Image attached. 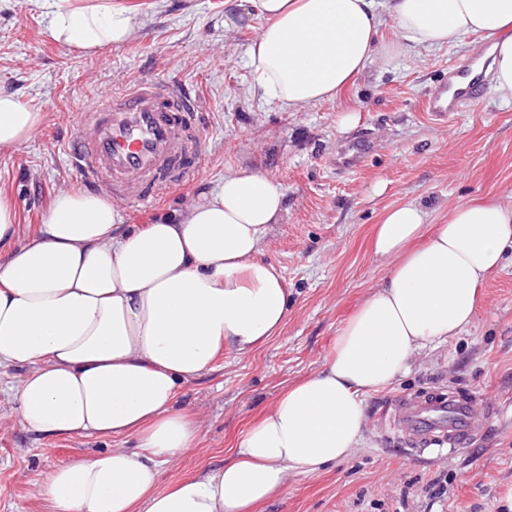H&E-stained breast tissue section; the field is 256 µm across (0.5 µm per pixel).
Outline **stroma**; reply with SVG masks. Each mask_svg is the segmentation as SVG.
<instances>
[{"mask_svg": "<svg viewBox=\"0 0 512 512\" xmlns=\"http://www.w3.org/2000/svg\"><path fill=\"white\" fill-rule=\"evenodd\" d=\"M138 27L126 43L94 57L47 39L35 0H0V88L40 109L28 142L0 152V193L18 212L21 237L34 235L61 192L82 184L68 164L74 112L138 78L188 88L200 101L201 168L151 209L127 206L124 223L150 224L190 206L202 186L241 169L268 176L286 194V211L261 244L291 295L280 332L245 355L221 352L211 370L177 397L199 428L193 451L165 467L172 482L223 466L243 433L291 383L318 370L340 324L385 273L369 242L384 210L418 199L447 208L473 198H512V103L487 88L480 103L439 120L422 107L455 63L483 43L429 49L374 63L337 99L288 112L251 89L247 50L264 24L252 15L224 23V0H127ZM358 110L375 150L352 172L336 157L353 133L341 110ZM385 182L374 194L376 182ZM22 369H0V512H48L43 481L58 465L127 437L46 436L19 423L10 388ZM458 390L493 404L476 440L447 457L416 456L378 422L388 402L424 390ZM257 512H512V265L483 284L468 332L412 357L409 375L367 398L363 439L344 462L289 476L283 492Z\"/></svg>", "mask_w": 512, "mask_h": 512, "instance_id": "obj_1", "label": "stroma"}]
</instances>
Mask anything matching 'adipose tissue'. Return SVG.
I'll return each mask as SVG.
<instances>
[{
  "mask_svg": "<svg viewBox=\"0 0 512 512\" xmlns=\"http://www.w3.org/2000/svg\"><path fill=\"white\" fill-rule=\"evenodd\" d=\"M44 33L85 56L128 40L123 0H37ZM264 18L248 50L254 88L287 111L332 100L371 62L417 49L488 47L494 88L512 103V0H248ZM393 23L397 41L378 34ZM42 114L0 90V151L30 140ZM284 190L241 170L186 210L125 226L102 195L54 197L20 241L0 195V367L25 369L14 389L24 429L131 437L54 468L51 512H251L286 485L347 460L363 438L366 398L396 383L414 353L470 328L477 289L512 254V204H453L442 223L423 203L388 208L372 239L380 283L337 329L320 369L288 386L238 442L233 462L163 483L199 431L179 388L278 334L288 290L259 247L285 210Z\"/></svg>",
  "mask_w": 512,
  "mask_h": 512,
  "instance_id": "ef3b65f1",
  "label": "adipose tissue"
}]
</instances>
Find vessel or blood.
Listing matches in <instances>:
<instances>
[{
  "label": "vessel or blood",
  "mask_w": 512,
  "mask_h": 512,
  "mask_svg": "<svg viewBox=\"0 0 512 512\" xmlns=\"http://www.w3.org/2000/svg\"><path fill=\"white\" fill-rule=\"evenodd\" d=\"M482 91V81L469 65L456 64L426 96L424 107L445 120L475 103ZM196 110L185 89L158 80L138 81L77 110L68 160L86 187L122 204L151 207L203 162ZM373 148L371 132H359L337 169L360 167ZM379 420L413 450L441 455L468 444L483 417L472 396L441 391L398 397Z\"/></svg>",
  "instance_id": "vessel-or-blood-1"
}]
</instances>
